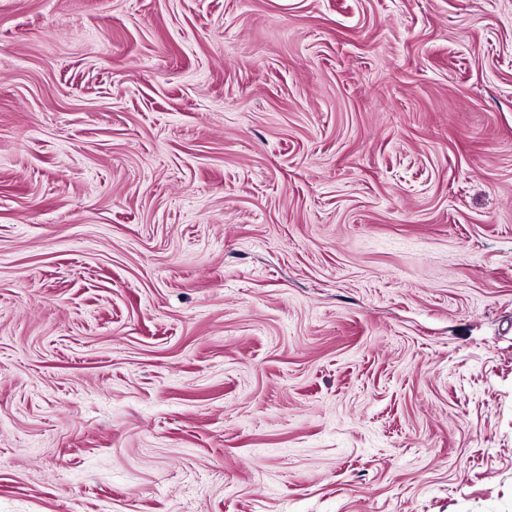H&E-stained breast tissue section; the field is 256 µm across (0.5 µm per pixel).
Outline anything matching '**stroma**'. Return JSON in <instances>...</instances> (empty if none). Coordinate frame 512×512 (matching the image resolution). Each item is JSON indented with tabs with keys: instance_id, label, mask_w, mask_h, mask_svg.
I'll return each mask as SVG.
<instances>
[{
	"instance_id": "1",
	"label": "stroma",
	"mask_w": 512,
	"mask_h": 512,
	"mask_svg": "<svg viewBox=\"0 0 512 512\" xmlns=\"http://www.w3.org/2000/svg\"><path fill=\"white\" fill-rule=\"evenodd\" d=\"M0 512H512V0H0Z\"/></svg>"
}]
</instances>
